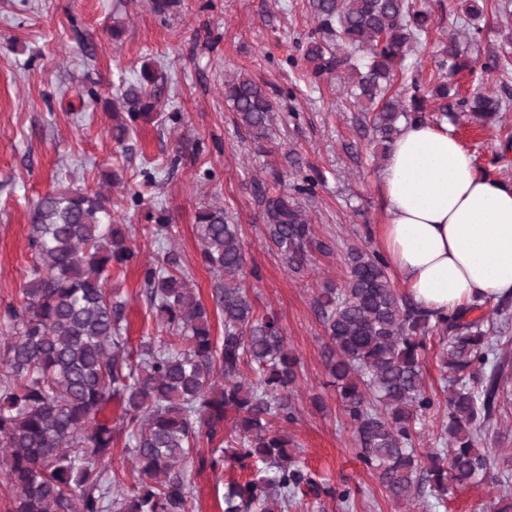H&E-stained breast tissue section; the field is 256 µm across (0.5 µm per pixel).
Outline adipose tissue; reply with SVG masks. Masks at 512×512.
<instances>
[{"instance_id": "obj_1", "label": "adipose tissue", "mask_w": 512, "mask_h": 512, "mask_svg": "<svg viewBox=\"0 0 512 512\" xmlns=\"http://www.w3.org/2000/svg\"><path fill=\"white\" fill-rule=\"evenodd\" d=\"M378 186V249L421 308L447 316L512 295V181L483 172L447 126L404 125Z\"/></svg>"}]
</instances>
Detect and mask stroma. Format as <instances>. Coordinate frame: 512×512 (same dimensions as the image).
I'll use <instances>...</instances> for the list:
<instances>
[{
    "label": "stroma",
    "instance_id": "stroma-1",
    "mask_svg": "<svg viewBox=\"0 0 512 512\" xmlns=\"http://www.w3.org/2000/svg\"><path fill=\"white\" fill-rule=\"evenodd\" d=\"M415 2L431 8L436 26L416 45L417 65L405 67L396 78L400 84L437 75L448 32L463 19L462 0ZM313 24L308 0H180L166 18L152 11L151 0H0V310L21 300L33 202L55 186H108L112 214L131 225L139 251L138 265L112 274V287L126 302L130 346L161 335L147 313L141 269L157 251L153 216L161 210L170 218L190 285L211 311L212 334L223 336L214 289L224 275L203 261L195 214L224 208L241 228L244 287L254 311L277 315L300 362V414L288 437L316 480L354 491L348 508L329 498H304L290 512H493L500 491L487 484L458 485L442 506L388 500L358 456L333 388L323 385L324 333L312 300L324 281H345L350 246L375 247L385 204L378 190L382 160L361 136L358 111L340 82L314 84L304 63L287 62ZM145 66L159 76L161 99L124 145H116L109 103ZM240 72L280 97L272 137L261 147L238 130L224 100L225 78ZM174 112L180 121H171ZM451 130L481 170L512 180V110L497 126L464 116ZM184 140L192 148L178 152ZM149 172L155 183H147ZM304 173L318 181L307 204L311 222L335 248L315 255L298 277L266 236L253 184L260 180L271 192L289 193ZM438 342L431 337L422 364L437 405L421 422L424 432L415 441L421 449L436 447L448 416ZM317 395L320 410L313 405ZM188 470L194 512H224V482L239 468L201 471L192 464Z\"/></svg>",
    "mask_w": 512,
    "mask_h": 512
}]
</instances>
